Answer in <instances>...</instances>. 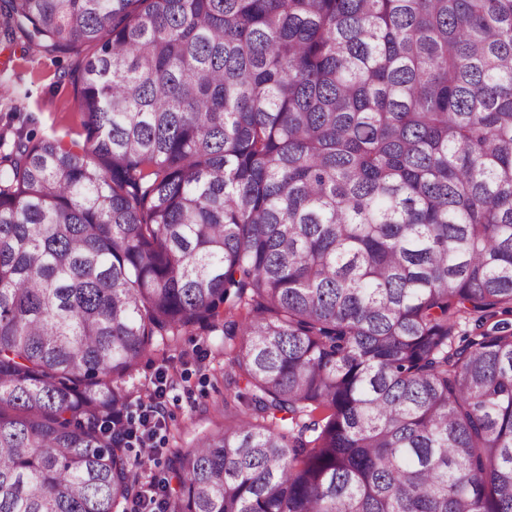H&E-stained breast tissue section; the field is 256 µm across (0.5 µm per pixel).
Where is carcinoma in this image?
<instances>
[{
  "label": "carcinoma",
  "mask_w": 512,
  "mask_h": 512,
  "mask_svg": "<svg viewBox=\"0 0 512 512\" xmlns=\"http://www.w3.org/2000/svg\"><path fill=\"white\" fill-rule=\"evenodd\" d=\"M19 38L85 137L0 155V512H118L123 381L218 327L167 512H512V0H0Z\"/></svg>",
  "instance_id": "obj_1"
}]
</instances>
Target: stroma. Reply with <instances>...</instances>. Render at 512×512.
Returning a JSON list of instances; mask_svg holds the SVG:
<instances>
[{
	"instance_id": "obj_1",
	"label": "stroma",
	"mask_w": 512,
	"mask_h": 512,
	"mask_svg": "<svg viewBox=\"0 0 512 512\" xmlns=\"http://www.w3.org/2000/svg\"><path fill=\"white\" fill-rule=\"evenodd\" d=\"M73 69L71 57L51 59L22 45L0 44V85L20 96L19 111L0 106V138L13 140L21 130L39 137L83 140L84 116L77 106ZM228 370L224 335L219 330L183 332L169 345L151 347L142 356L133 378L126 382L132 406H139L146 399L159 372H167L172 378L161 431L164 453L152 469L157 478L167 475L168 448L178 443L190 445L219 418Z\"/></svg>"
}]
</instances>
